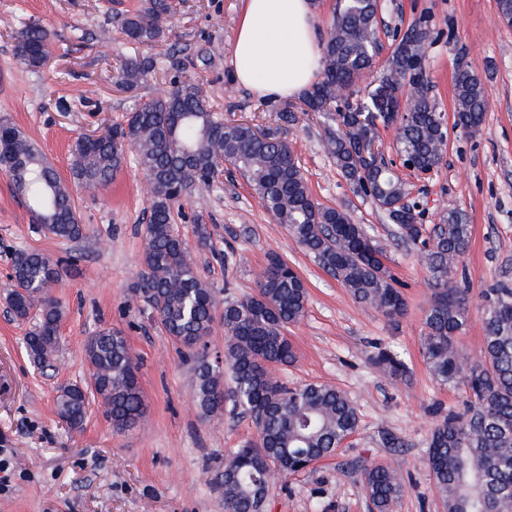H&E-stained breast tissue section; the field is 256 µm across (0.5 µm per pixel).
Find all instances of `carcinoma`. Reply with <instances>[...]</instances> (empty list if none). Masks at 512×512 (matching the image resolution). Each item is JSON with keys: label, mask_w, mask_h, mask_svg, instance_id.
Segmentation results:
<instances>
[{"label": "carcinoma", "mask_w": 512, "mask_h": 512, "mask_svg": "<svg viewBox=\"0 0 512 512\" xmlns=\"http://www.w3.org/2000/svg\"><path fill=\"white\" fill-rule=\"evenodd\" d=\"M174 0H143L137 11L119 19L130 41L152 47L163 41L166 23L176 13ZM381 0H339L324 37L321 76L303 93L312 112H332L343 130L328 137L327 151L355 190L395 224L398 238L422 246L433 276L423 318L422 355L442 384H461L466 398L461 413H450L433 427L428 468L445 512H512V287L488 292L483 348L468 357L457 337L466 324L469 299L456 272L471 238V225L459 209L441 223L419 224L405 199L406 184L383 157L364 159L358 141L375 142L379 126L398 123L395 150L415 170L432 171L443 160L447 124L424 71L431 40L428 21L411 24L387 58L370 102L354 105L379 52L377 30ZM50 53V34L37 23L20 31L17 57L40 67ZM154 61L138 56L121 61L123 84L139 83ZM168 97L141 101L125 122L95 141L77 139L71 148L72 177L91 190L120 171L127 152L135 153L148 187V222L140 270L131 292L155 318L170 341L193 361L194 406L203 420L239 410L252 419L256 439L224 460V512H256L255 491L270 492L304 467L336 453L359 422L353 401L336 387L307 383L284 385L276 368L296 359L288 326L304 316L308 288L296 268L278 255L259 272L256 291L220 302L200 276L184 239L173 224L179 187L206 184L209 174L231 166L243 174L267 211L290 238L346 288L354 300L391 321L405 314L406 299L383 252L360 224L339 208L320 204L311 193L299 161L287 141L247 123L217 116L202 89L174 83ZM454 125L475 133L481 128L488 97L481 78L459 66L454 75ZM0 171L9 177L28 210L57 239L78 241L85 225L78 217L72 189L45 164L39 147L18 127L0 123ZM74 261L38 250L10 258L7 301L13 315L38 320L25 336L34 363L50 364L61 336V306L52 295ZM224 322V354L207 355L216 314ZM83 354L92 371L113 429L123 431L144 414L138 362L126 336L112 328L87 337ZM372 365L393 379L407 377L401 356L377 348ZM88 388L63 387L56 401L59 419L71 429L85 420ZM363 487L376 512H393L403 489L398 465H376L361 472Z\"/></svg>", "instance_id": "1"}]
</instances>
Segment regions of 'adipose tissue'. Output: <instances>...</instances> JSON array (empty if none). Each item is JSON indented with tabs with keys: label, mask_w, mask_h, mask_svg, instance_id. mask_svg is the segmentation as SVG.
Here are the masks:
<instances>
[{
	"label": "adipose tissue",
	"mask_w": 512,
	"mask_h": 512,
	"mask_svg": "<svg viewBox=\"0 0 512 512\" xmlns=\"http://www.w3.org/2000/svg\"><path fill=\"white\" fill-rule=\"evenodd\" d=\"M314 0H245L231 54L234 80L262 98L301 93L321 68Z\"/></svg>",
	"instance_id": "ef3b65f1"
}]
</instances>
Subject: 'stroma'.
<instances>
[{
    "instance_id": "obj_1",
    "label": "stroma",
    "mask_w": 512,
    "mask_h": 512,
    "mask_svg": "<svg viewBox=\"0 0 512 512\" xmlns=\"http://www.w3.org/2000/svg\"><path fill=\"white\" fill-rule=\"evenodd\" d=\"M141 0H0V122L20 127L63 178L70 149L82 135L122 123L134 105L169 86L171 77L198 84L224 120L246 122L287 139L308 186L326 206L344 208L383 249L403 284L407 310L397 321L354 301L340 282L298 247L263 207L247 180L224 171L211 185L189 188L174 208L202 279L220 299L254 292L269 255L287 257L305 279L306 313L288 334L296 361L277 371L288 385L329 384L356 405L359 425L336 454L272 487L266 512H375L358 471L362 464L400 463L404 489L393 512H444L427 466L430 431L440 416L460 410L464 389L430 374L421 354L422 322L432 276L417 248L397 242L385 213L356 192L328 155L337 124L324 112L304 111L300 97L266 101L238 86L231 50L243 0H181L164 42L149 49L131 42L115 22ZM427 17L433 29L425 67L449 123L441 166L420 176L402 170L419 223H439L462 210L472 228L459 264L470 290L459 346L478 356L483 345L484 293L512 285V26L495 0H385L380 56L388 58L393 32ZM48 29L51 56L31 68L16 56V36L29 23ZM154 58V71L136 86L121 83L116 67L128 56ZM467 66L483 80L489 108L479 132L453 125L454 72ZM292 108L295 124L281 121ZM82 240L38 232L0 172V512H224L214 481L225 457L255 428L244 415L198 417L191 363L130 291L144 247L147 199L135 159L106 186L74 188ZM209 237L199 242L196 223ZM37 249L73 256L75 269L55 295L63 310L54 366L39 370L24 338L31 320L7 311L10 255ZM123 331L140 361L147 410L139 425L118 432L91 396L81 429L69 430L55 413L61 387L88 384L82 347L100 329ZM398 351L410 374L394 381L373 369L376 346ZM391 436L399 445H384Z\"/></svg>"
}]
</instances>
